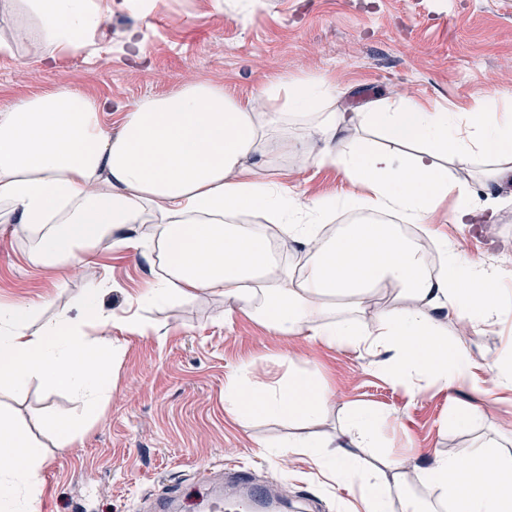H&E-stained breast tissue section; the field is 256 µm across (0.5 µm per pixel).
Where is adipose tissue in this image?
Listing matches in <instances>:
<instances>
[{
  "instance_id": "adipose-tissue-1",
  "label": "adipose tissue",
  "mask_w": 512,
  "mask_h": 512,
  "mask_svg": "<svg viewBox=\"0 0 512 512\" xmlns=\"http://www.w3.org/2000/svg\"><path fill=\"white\" fill-rule=\"evenodd\" d=\"M25 3L53 52L93 45L112 12V0ZM335 97L331 84L316 79L273 83L244 101L220 87L187 85L125 107L116 136L102 123V104L83 92L31 97L0 113V223L18 222L31 261L47 265L80 263L126 225H155L164 267L141 302L218 295L227 311H243L279 336L388 348L393 376L410 387L467 386L492 400L497 389L512 386V351L477 370L464 339L441 338L438 323L444 312L466 329L512 316L498 298L512 271L484 266L426 230L412 239L397 226L363 222L327 238L320 228L348 211L426 226L448 197L456 223H476L470 185L451 178L439 160L465 166L483 156L491 161L484 179L499 180L512 162V113L492 100L450 111L405 98L365 112L321 111ZM297 121L317 136L301 152L302 165H336L352 192L304 201L262 175L259 160L271 137L287 138ZM370 127L419 150L403 160L372 149L358 136ZM275 239L302 243L301 269L274 255ZM78 307L80 318L63 311L44 323L37 305L1 307L0 383L21 390L40 379L82 398L95 414L112 390V361L85 332L102 323L99 288H88ZM330 405L304 372L273 385L252 376L224 388L225 408L245 424L258 415L311 422ZM383 424L376 413H355L334 458L299 440L281 452L306 448L324 476L357 482L365 512H386L392 500L402 512H425L401 459H389L382 474L355 466L360 451L379 447ZM0 457L10 462L0 475V502L18 500L23 512H38L42 448L1 412ZM424 479L452 512H512L508 446L436 457Z\"/></svg>"
}]
</instances>
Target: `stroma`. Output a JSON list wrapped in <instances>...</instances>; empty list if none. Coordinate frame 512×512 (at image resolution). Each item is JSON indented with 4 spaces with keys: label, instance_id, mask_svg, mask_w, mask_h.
Segmentation results:
<instances>
[{
    "label": "stroma",
    "instance_id": "1",
    "mask_svg": "<svg viewBox=\"0 0 512 512\" xmlns=\"http://www.w3.org/2000/svg\"><path fill=\"white\" fill-rule=\"evenodd\" d=\"M241 2L157 0L143 16L114 0L99 51L51 55L37 43L38 22L23 0H9L0 7V29L23 26L31 37L0 52V113L68 87L97 98L103 123L117 133L123 107L186 84L220 86L245 100L272 82L298 78L329 82L337 91L334 108L350 112L400 95L430 108L462 110L491 96L512 106V0H262L250 15ZM484 167L478 158L448 171L481 200L511 198L512 174L486 182ZM265 171L306 201L350 188L336 166L306 169L286 150L270 155ZM433 229L475 260L512 263V208L492 224H458L446 201ZM122 234L138 248L102 243L89 276L71 265L33 263L29 242L0 223V303L37 304L49 320L76 312L94 283L104 317L114 322L92 332L112 357V391L96 416H85L71 393L37 380L22 390L0 387V410L43 446L39 512H150L149 503L165 492L179 498L180 512H211L205 476L240 468L278 496L276 512H362L357 488L324 477L308 455L279 456V445L303 435L335 452L349 409L368 407L387 419L379 456L404 459L420 474L435 457L491 446L512 432V392L499 395L469 429H455L449 415L468 409L476 393L436 385L409 393L392 375L389 350L278 336L244 312L226 313L223 298L208 293L139 305L161 262L147 242L149 225ZM131 315L144 333L118 329ZM511 337L508 325H483L466 346L483 365ZM298 370L335 401L322 421L256 417L244 425L225 410L231 380L254 374L272 385ZM57 416L83 423L64 447L46 426Z\"/></svg>",
    "mask_w": 512,
    "mask_h": 512
}]
</instances>
